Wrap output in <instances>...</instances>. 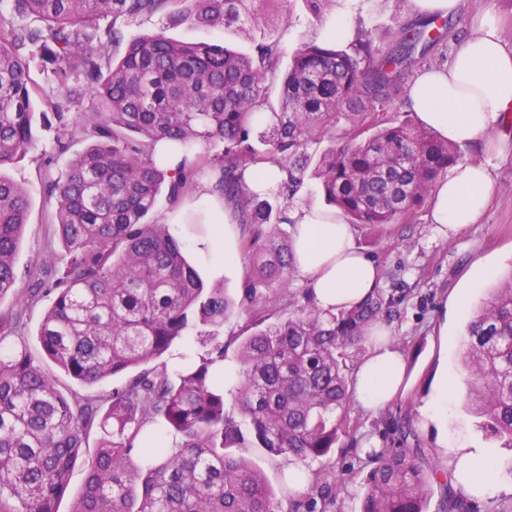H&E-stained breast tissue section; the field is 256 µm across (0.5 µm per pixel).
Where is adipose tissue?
I'll use <instances>...</instances> for the list:
<instances>
[{
    "label": "adipose tissue",
    "mask_w": 512,
    "mask_h": 512,
    "mask_svg": "<svg viewBox=\"0 0 512 512\" xmlns=\"http://www.w3.org/2000/svg\"><path fill=\"white\" fill-rule=\"evenodd\" d=\"M409 103L419 123L458 146L484 143L482 160L454 166L434 187L431 220L450 234L461 233L485 213L495 182L493 173L512 159V135L502 130L504 114L512 112V48L503 42L495 15L486 13L479 31L465 40L445 66L418 72L408 87ZM292 246L311 300L326 312L361 304L380 284L377 265L356 248L353 229L342 216L297 206ZM406 372L403 356L389 343L369 345L353 373L357 403L375 410L398 393ZM455 484L475 497L495 494L491 475L496 464L483 448L451 451Z\"/></svg>",
    "instance_id": "adipose-tissue-1"
}]
</instances>
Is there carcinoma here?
I'll return each instance as SVG.
<instances>
[{
  "label": "carcinoma",
  "instance_id": "carcinoma-1",
  "mask_svg": "<svg viewBox=\"0 0 512 512\" xmlns=\"http://www.w3.org/2000/svg\"><path fill=\"white\" fill-rule=\"evenodd\" d=\"M263 1L281 2L181 0L172 11L176 0H10L14 15H35L39 27L0 12V170L21 162L49 121L32 101V61L69 92L51 103L63 128L54 151L69 148L65 117L83 93L95 101L80 131L96 142L47 184L58 202L53 232L70 259L56 273L41 348L80 386L140 368L108 393L82 395L62 392L27 351L0 353V512H56L94 431L100 438L72 512H281L250 449L303 464L343 438L357 444L346 411L350 363L366 329L389 320L395 298L378 289L336 314L292 294L293 314L264 324L298 273L291 239L272 228L290 223V204L310 179L349 223L398 224L459 163L457 147L412 120L413 110L393 111L458 20L415 18L390 33L386 51L368 30L345 44L303 42L286 66L264 34L240 53L163 30L126 44L116 26L161 16L169 27L251 30L266 23ZM123 43L117 60L108 46ZM198 143L221 149L204 160ZM268 162L279 166L280 183L251 192L245 172ZM204 169L209 194L240 221L239 302L205 287L165 225L147 220L162 185L178 199ZM28 209L25 188L0 173V299L18 294ZM246 304L263 327L241 341L233 386L218 376L222 343L171 376L164 356L177 341L199 326L223 328ZM461 361L466 410L487 438L512 448V273L472 308ZM155 421L175 433L174 444L148 429ZM368 456L359 512H428L436 488L439 512H476L473 497L427 463L409 424L397 422L391 445Z\"/></svg>",
  "mask_w": 512,
  "mask_h": 512
}]
</instances>
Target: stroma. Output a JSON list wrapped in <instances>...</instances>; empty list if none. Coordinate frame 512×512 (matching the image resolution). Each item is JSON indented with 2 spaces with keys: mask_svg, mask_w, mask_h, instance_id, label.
<instances>
[{
  "mask_svg": "<svg viewBox=\"0 0 512 512\" xmlns=\"http://www.w3.org/2000/svg\"><path fill=\"white\" fill-rule=\"evenodd\" d=\"M462 3L459 19L464 35L474 33L475 17L492 9L502 19L504 43L512 47V0ZM340 11L350 17L354 27L379 35L396 30L411 18L408 5L398 6L393 0H334L323 19ZM321 21L311 17L303 0H292L289 22L273 28L284 56H291L302 42L315 39ZM57 133L54 123L38 128L35 147L21 162L0 171L28 193V223L16 255L26 284L41 271L61 269L68 258L64 244L50 228L56 202L47 197L45 186L67 168L72 155L89 146L90 139L77 135L69 153L55 157L51 150ZM495 179L489 209L478 223L468 225L455 238L440 235L436 225L430 224L426 202L402 223L384 229L353 227L356 247L379 265L381 286L397 301L386 328L402 352L408 372L406 387L394 401L375 411L363 410L353 402L348 416L359 433L378 447L390 443L396 420H407L427 456L444 471L451 467L449 449L461 446L489 449L502 472L512 471V449L485 438L460 398L465 386L459 361L468 310L487 297L496 276L512 274V162L502 164ZM207 187L208 177L202 173L193 191L178 201H170L167 190H160L149 219L167 225L203 277L223 281L228 294L237 299L242 293V263L227 260L206 245L218 211ZM461 298L466 299V307H458ZM51 303V295L45 293L32 302L8 296L0 300V311L20 317L18 334L8 338V345L26 348L65 389L70 380L44 355L37 339ZM307 469L315 481L333 487L326 512H357L363 480L370 469L365 457L350 446H339L330 459L311 462Z\"/></svg>",
  "mask_w": 512,
  "mask_h": 512,
  "instance_id": "1",
  "label": "stroma"
}]
</instances>
